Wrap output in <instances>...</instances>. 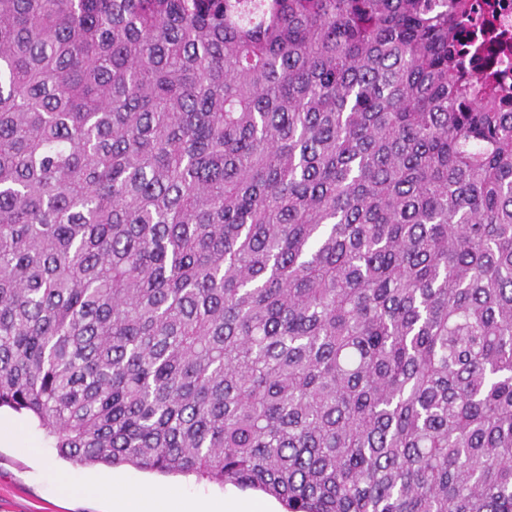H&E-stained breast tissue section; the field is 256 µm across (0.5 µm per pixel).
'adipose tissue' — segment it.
<instances>
[{
    "mask_svg": "<svg viewBox=\"0 0 512 512\" xmlns=\"http://www.w3.org/2000/svg\"><path fill=\"white\" fill-rule=\"evenodd\" d=\"M103 486L112 490V512H283V505L276 498L234 486L227 487L222 501L188 503L175 492L157 493L150 487L128 482L119 473L105 480L63 475L56 484L58 490L69 495L89 493Z\"/></svg>",
    "mask_w": 512,
    "mask_h": 512,
    "instance_id": "obj_1",
    "label": "adipose tissue"
}]
</instances>
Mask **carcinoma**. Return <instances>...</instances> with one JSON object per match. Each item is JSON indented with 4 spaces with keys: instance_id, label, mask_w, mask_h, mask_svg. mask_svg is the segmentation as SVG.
I'll return each mask as SVG.
<instances>
[{
    "instance_id": "carcinoma-1",
    "label": "carcinoma",
    "mask_w": 512,
    "mask_h": 512,
    "mask_svg": "<svg viewBox=\"0 0 512 512\" xmlns=\"http://www.w3.org/2000/svg\"><path fill=\"white\" fill-rule=\"evenodd\" d=\"M467 0H0V408L288 512H512V108Z\"/></svg>"
}]
</instances>
